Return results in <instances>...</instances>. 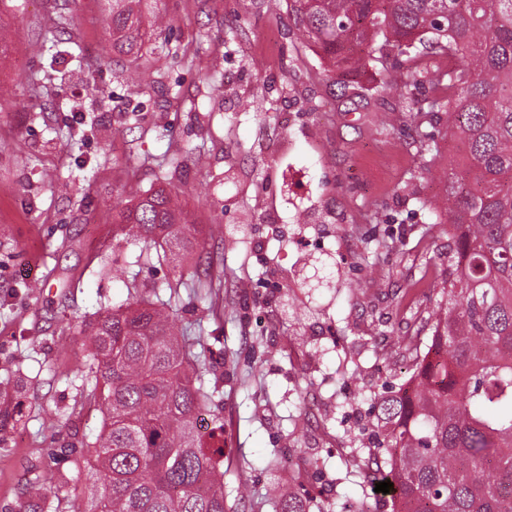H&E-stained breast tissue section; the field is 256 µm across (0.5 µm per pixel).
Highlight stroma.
<instances>
[{
    "instance_id": "1",
    "label": "stroma",
    "mask_w": 512,
    "mask_h": 512,
    "mask_svg": "<svg viewBox=\"0 0 512 512\" xmlns=\"http://www.w3.org/2000/svg\"><path fill=\"white\" fill-rule=\"evenodd\" d=\"M269 4L146 0L163 26L136 60L106 54L105 0H0V376L21 373L31 401L0 450V512L39 475L64 484L58 512L87 492L42 455L99 431L74 407L80 330L126 298L112 260L139 252L113 206L161 176L207 227L211 284L180 289L178 324L213 353L226 512H274V483L309 491L310 512L361 500L350 441L369 442L371 393L408 382L404 339L446 302L449 227L418 202L442 196L460 149L442 112L439 157L420 155L399 92L369 71L342 95L287 0ZM195 147L205 163L168 166ZM372 227L389 249L370 265ZM425 265L435 282L411 298ZM336 270L359 293L318 287Z\"/></svg>"
}]
</instances>
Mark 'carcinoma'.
<instances>
[{
  "instance_id": "obj_1",
  "label": "carcinoma",
  "mask_w": 512,
  "mask_h": 512,
  "mask_svg": "<svg viewBox=\"0 0 512 512\" xmlns=\"http://www.w3.org/2000/svg\"><path fill=\"white\" fill-rule=\"evenodd\" d=\"M143 0H109L112 49L141 56L157 33ZM294 22L331 79L369 69L408 95L413 142L440 155L430 130L448 113L462 161L445 175L453 248L448 306L432 312L429 342L411 337L417 390L371 397L377 440L351 449L361 463L358 512H512V0H289ZM448 60L429 71L427 60ZM116 235L139 245L112 259L128 298L84 325L89 364L74 380L102 427L73 460L92 479L76 512H224V424L210 439L199 413L220 409L217 382L177 326L178 289L202 282L188 259L204 243L185 204L163 184L115 209ZM364 261L385 241L363 238ZM173 252L172 279L138 287L144 262ZM23 378H0V445L23 420ZM393 483L389 493L376 483ZM58 492L26 483L19 512H55ZM309 494L271 496L275 512H306Z\"/></svg>"
}]
</instances>
